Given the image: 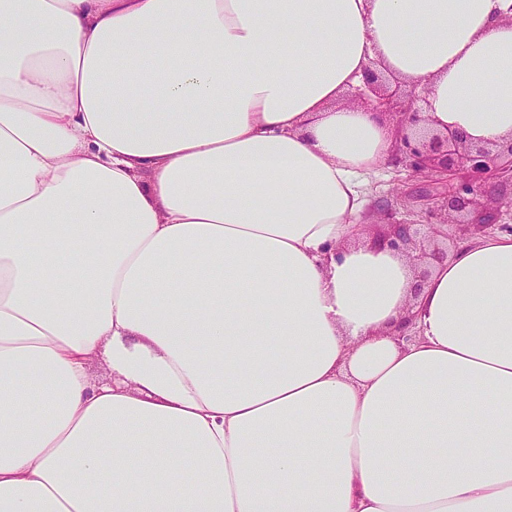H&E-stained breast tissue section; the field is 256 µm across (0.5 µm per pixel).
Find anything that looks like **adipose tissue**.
Listing matches in <instances>:
<instances>
[{
	"label": "adipose tissue",
	"instance_id": "obj_1",
	"mask_svg": "<svg viewBox=\"0 0 512 512\" xmlns=\"http://www.w3.org/2000/svg\"><path fill=\"white\" fill-rule=\"evenodd\" d=\"M511 5L0 0V512H512V234L419 278L346 98L511 137Z\"/></svg>",
	"mask_w": 512,
	"mask_h": 512
}]
</instances>
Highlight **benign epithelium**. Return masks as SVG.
<instances>
[{"label": "benign epithelium", "mask_w": 512, "mask_h": 512, "mask_svg": "<svg viewBox=\"0 0 512 512\" xmlns=\"http://www.w3.org/2000/svg\"><path fill=\"white\" fill-rule=\"evenodd\" d=\"M351 96L367 102L373 97L377 109L396 118L400 140L393 163L409 162L420 178L412 192L430 219V234L423 235L419 225L395 221L388 206L377 205L378 213L390 221L382 235L384 245L414 262L442 260L447 250L439 247L437 226L443 216L455 218L464 228L512 232V224L502 221L504 214L512 212V138L475 144L452 130L427 132L424 112L415 107L416 90L387 94L383 77L370 68L366 69L364 87L351 91ZM494 184L497 205L490 207L480 202V197Z\"/></svg>", "instance_id": "obj_1"}]
</instances>
